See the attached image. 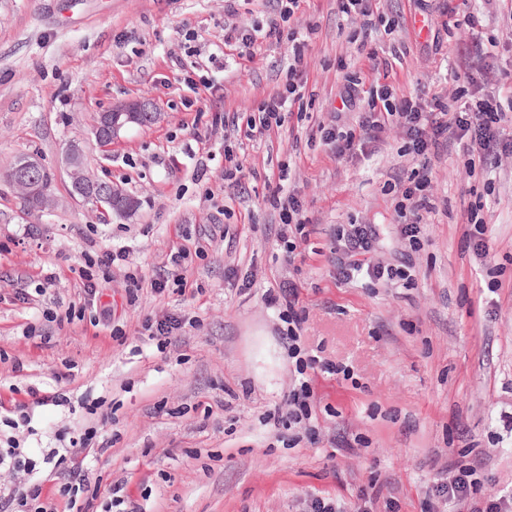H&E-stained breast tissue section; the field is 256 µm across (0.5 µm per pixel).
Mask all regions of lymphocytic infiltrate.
<instances>
[{"instance_id": "lymphocytic-infiltrate-1", "label": "lymphocytic infiltrate", "mask_w": 512, "mask_h": 512, "mask_svg": "<svg viewBox=\"0 0 512 512\" xmlns=\"http://www.w3.org/2000/svg\"><path fill=\"white\" fill-rule=\"evenodd\" d=\"M299 0H286L280 10V22L270 23L265 33L267 39H289L294 44V63L288 70V80L282 89L263 98L256 107L241 115L240 132L251 137L265 132L283 129L289 123L295 107L303 105L306 89L301 67L303 52L296 42V30H283L281 21L292 18ZM360 77L347 78L340 94L342 108L357 112L356 124L348 130L336 125H318L322 142L330 146L336 156L342 157L356 147L379 142L391 128H399L406 136V154L426 158L437 154L448 144L459 145L469 169L494 168L499 156L511 146L504 143L499 134L506 106H512V96L500 100L498 95L488 94L476 102H468V90L460 86L452 91H440L431 98L419 99L395 96L390 85L371 86L368 94H361ZM430 178L427 169L414 171L407 178L393 185L396 193L394 212L400 226V236L410 248H418L422 232L423 214L431 208L428 189ZM281 224L280 237L286 240L288 252L297 249L296 240L306 237L308 220L298 198L283 192L276 198ZM336 239L342 249L336 257V278L351 283L361 278L389 283L406 274L405 268L375 261L376 233L369 224H350L337 228ZM123 254L113 251L104 255H84L79 272L83 303L81 307H68L66 321L84 320L86 310L94 309L100 294V282L108 276L114 261ZM266 300L275 306L286 303L288 328L284 335L288 342V356L294 359L297 375L288 389L285 411L281 418L290 427L315 438L317 428L312 423L314 390L310 374L320 371L338 374L339 366L314 355L301 340L305 316L299 310V292L295 284L280 286L278 292L268 293ZM94 432H84L78 446L53 448L46 455V462L54 464L63 475L60 488L66 500L67 512H112L123 505V487L112 484L100 489L94 487L92 461L98 455L94 446ZM443 477L437 478L433 496L449 512H512L511 499H490L482 492V483L476 477L475 462L459 459L450 461L444 468ZM0 473L12 477L13 483L6 495H0V512H54L43 499L42 475L35 463L22 454L18 444L0 448Z\"/></svg>"}]
</instances>
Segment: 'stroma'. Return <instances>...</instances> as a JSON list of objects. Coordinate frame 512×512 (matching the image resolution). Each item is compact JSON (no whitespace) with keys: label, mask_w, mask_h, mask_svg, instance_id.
Here are the masks:
<instances>
[{"label":"stroma","mask_w":512,"mask_h":512,"mask_svg":"<svg viewBox=\"0 0 512 512\" xmlns=\"http://www.w3.org/2000/svg\"><path fill=\"white\" fill-rule=\"evenodd\" d=\"M376 7L381 27L368 34L337 0H300L291 23L309 32L307 109L293 113L292 132L249 139L214 120L281 89L292 46L261 38L243 54L224 31L267 25L277 0H0V170L36 154L55 198L31 216L0 181V445L19 441L42 463L58 512L62 476L43 456L56 433L89 428L105 446L104 483L125 484L142 512H309L317 497L357 512L374 488L371 512H428L437 471L467 449L483 459L485 494L512 496V156L489 174L468 170L455 146L432 157L433 209L411 253L393 212L392 185L416 166L403 136L388 131L339 159L310 135L332 123L346 73L373 48L390 63L388 84L414 98L456 88L465 61L452 49L475 39L496 72H512V0ZM452 8L478 16V37L450 25ZM189 69L206 88L184 84ZM126 99L151 103L156 121L101 145L92 127ZM72 139L97 178L134 198L129 216L102 223L94 203L70 196ZM228 146L250 170L238 189L224 183ZM285 172L310 221L291 263L273 205ZM475 206L484 259L461 238ZM346 224L376 225V259L411 260L409 278L339 283L335 230ZM119 249L98 302L108 326L44 321L79 304L84 254ZM181 250L188 290L152 289ZM131 271L143 277L134 295ZM287 280L305 311L304 346L351 371L314 376L319 434L298 444L265 421L294 377L280 311L265 299ZM170 314L187 324L157 346L143 323ZM31 323L41 335H27ZM35 388L66 401L36 407L34 435L2 424Z\"/></svg>","instance_id":"stroma-1"}]
</instances>
